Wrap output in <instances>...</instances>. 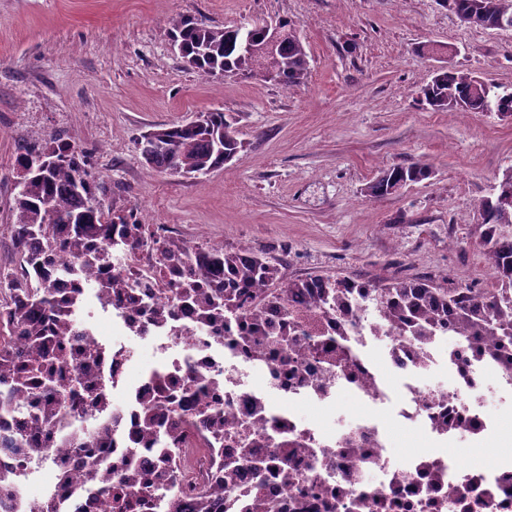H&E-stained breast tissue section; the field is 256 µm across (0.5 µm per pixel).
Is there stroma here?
<instances>
[{
	"mask_svg": "<svg viewBox=\"0 0 512 512\" xmlns=\"http://www.w3.org/2000/svg\"><path fill=\"white\" fill-rule=\"evenodd\" d=\"M178 15L292 20L308 75L290 88L203 76L171 48ZM447 62L510 84L512 31L464 25L442 0H0V281L17 261L18 148L62 138L88 152L113 213L266 254L284 278L489 287L477 205L512 167V117L432 111L419 89ZM213 110L235 118L242 158L196 179L145 164L139 135ZM417 160L430 179L365 196L380 170Z\"/></svg>",
	"mask_w": 512,
	"mask_h": 512,
	"instance_id": "35a3bbf8",
	"label": "stroma"
}]
</instances>
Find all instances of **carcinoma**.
Instances as JSON below:
<instances>
[{
	"label": "carcinoma",
	"mask_w": 512,
	"mask_h": 512,
	"mask_svg": "<svg viewBox=\"0 0 512 512\" xmlns=\"http://www.w3.org/2000/svg\"><path fill=\"white\" fill-rule=\"evenodd\" d=\"M455 14L471 18V24L498 28L512 19V0H443ZM282 34L272 55L241 50L236 27L208 24L190 15H178L169 22V36L182 46V58L197 72L253 78L271 68L274 82L285 88L303 82L309 70V56L296 25L282 20ZM422 100L435 112H512V87L475 77L460 69L437 73L424 88ZM145 163L171 175H208L239 157L245 142L237 137L222 112H202L196 119L150 130L137 142ZM24 163L19 169L18 193L14 198L16 221L11 227L19 261L35 272L51 256L68 247L84 263L93 265L109 258L103 245L112 243L113 226H127L130 247L160 250L165 264L173 270L184 264L182 245L162 235L142 236L133 214L112 217L105 210L109 188L88 169L83 154L60 139L21 147ZM433 170L424 161L381 170L369 181L365 195L373 198L398 192L403 187L430 178ZM479 245L492 274L489 288H438L430 282L398 279L376 285L349 278L317 276L304 280L280 281L278 264L249 249L228 251L208 245L196 264V275L207 290L200 293L203 317L249 310L261 314L269 306L285 307L287 293L319 289L316 307L325 314L347 317V301L354 296L368 301L399 334L430 336L448 325L451 318L469 335L498 336L512 344V167L502 173L491 196L478 206ZM9 287L25 294L27 302L11 315L8 325L0 323V414L13 412L12 397L25 393L28 373L44 375L53 371L49 363L53 341L69 328V310L45 282L22 285L12 280ZM56 317L54 334L42 325V313ZM80 399L75 388L56 390L46 385L31 391L25 406L26 425L39 428L60 414L66 396ZM179 486L176 472L163 467L139 475L137 501L160 491L173 492Z\"/></svg>",
	"instance_id": "obj_1"
}]
</instances>
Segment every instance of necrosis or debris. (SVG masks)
I'll return each instance as SVG.
<instances>
[{"label":"necrosis or debris","instance_id":"1","mask_svg":"<svg viewBox=\"0 0 512 512\" xmlns=\"http://www.w3.org/2000/svg\"><path fill=\"white\" fill-rule=\"evenodd\" d=\"M188 263L170 270L153 248L116 246L108 263L85 266L64 249L39 277L67 299L69 332L55 352L66 369L81 367L102 391L99 401L68 403L62 421L30 430V446L51 445L35 459L8 441L15 420L0 421V512H83L90 470L104 472L111 487L131 491L143 468L170 464L190 489L160 498L153 512H201L197 492L220 484L211 512H263L266 504L288 512H512V359L499 353V340H477L442 331L420 339L399 335L375 308L357 306L343 329L302 298H289L298 328L288 339L264 335L279 315L249 320L202 321L195 299L182 286L197 259L187 244ZM116 280L110 294L98 282ZM110 331H102V322ZM313 343H294L298 332ZM355 356L334 363L338 337ZM152 346L154 365L135 369L137 344ZM385 345L401 376L391 386L370 357ZM91 356L74 364L72 350ZM447 382L430 381L438 365ZM350 395L360 415L339 418L333 430L305 411L314 403L333 414L341 395ZM287 403L275 411L273 398ZM220 404L219 430L185 429L207 406ZM156 422H142L145 409ZM387 409L394 421L423 431L430 448L398 457L373 410ZM281 433L297 454L287 474L257 484L252 470L279 451L268 433ZM92 442L94 468L75 462L74 448ZM482 459H475L476 450Z\"/></svg>","mask_w":512,"mask_h":512}]
</instances>
